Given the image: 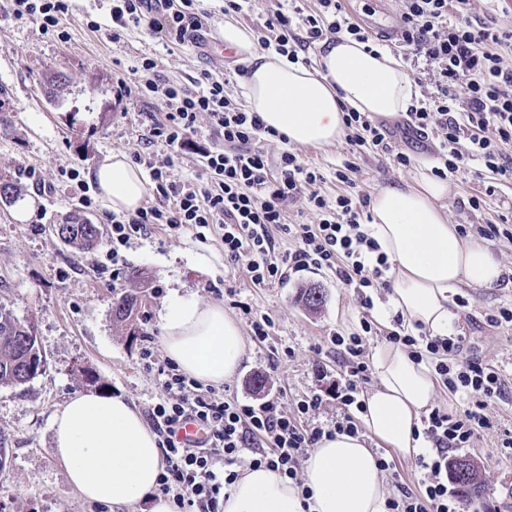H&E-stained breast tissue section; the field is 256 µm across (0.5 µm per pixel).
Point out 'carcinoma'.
Returning a JSON list of instances; mask_svg holds the SVG:
<instances>
[{"label":"carcinoma","instance_id":"cac0c4a2","mask_svg":"<svg viewBox=\"0 0 512 512\" xmlns=\"http://www.w3.org/2000/svg\"><path fill=\"white\" fill-rule=\"evenodd\" d=\"M66 242L90 248L99 242L101 230L96 224L74 221ZM138 298L133 293L123 294L112 305V316L129 329L137 326ZM43 359L33 327L0 309V384L22 387L33 381L32 366ZM454 478L463 494L480 493L482 482L478 468L467 460L454 463Z\"/></svg>","mask_w":512,"mask_h":512}]
</instances>
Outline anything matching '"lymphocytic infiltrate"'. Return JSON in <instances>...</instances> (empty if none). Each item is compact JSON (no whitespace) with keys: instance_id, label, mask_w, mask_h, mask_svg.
<instances>
[{"instance_id":"f902f5d3","label":"lymphocytic infiltrate","mask_w":512,"mask_h":512,"mask_svg":"<svg viewBox=\"0 0 512 512\" xmlns=\"http://www.w3.org/2000/svg\"><path fill=\"white\" fill-rule=\"evenodd\" d=\"M112 38L120 40L132 27L147 26L171 43L186 42L207 23L196 0H111ZM316 11L276 10L260 23L258 42L263 49L297 60L299 51L323 37L347 35L366 44L367 30L351 21L340 0H318ZM71 0H12L14 15L39 22L43 32L66 34L60 22ZM512 46V26L495 27L473 21L468 0H402L397 52L413 72L432 78L407 112L399 129L404 137L436 140L439 178L459 173L469 162H479L492 176L484 195L468 199L479 209L499 183L512 182V159L504 154L512 144V68L505 66L499 46ZM225 81L212 70H201L191 84L161 77L155 58L141 57L128 77L119 79V99L158 102L165 121L152 122L145 136L148 145L160 144L173 152L192 142L199 113H207L214 135L223 147L204 155L206 179L175 180L170 160L137 156L155 184L157 202L132 213L113 214L106 257L122 259L121 251L163 227L176 236L192 231L203 241L216 235L224 258L244 267L255 287L282 282L301 271L329 270L359 300L360 329L331 334L329 341L342 359L343 370L330 390L336 418L325 425L308 424L323 398L314 393L289 404L283 392L267 393L251 403L231 394L229 386L208 384L183 372L170 360L156 358L145 346L142 358L153 371L157 395L148 408L158 437L162 469L155 495L171 498L178 512H221L236 481L248 468L264 467L283 478L302 483V462L309 448L325 437L361 433V397L371 377L370 346L376 330L372 316L374 294L388 287L390 264L376 241L364 229L367 196L346 193L327 199L316 191L322 172L284 149L277 166H270L263 142L279 140V133L257 113L232 103L224 93ZM343 123L352 153L390 150L385 122L368 113L345 109ZM305 198L316 216L313 224H290L285 207ZM291 238L293 246L280 252L276 231ZM386 341L408 347L415 358L428 359L439 386L460 396L459 409L429 408L421 420L422 435L435 452L415 461V485L402 482L394 461L379 457L378 464L394 486L385 502L386 512H490L487 503L461 498L448 486L449 451L472 447L480 432L491 428L492 402L512 397V379L485 364L467 336L410 334L403 326L387 332ZM194 418L206 426L204 446L193 448L178 435L181 424Z\"/></svg>"}]
</instances>
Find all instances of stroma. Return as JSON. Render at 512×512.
Here are the masks:
<instances>
[{
	"instance_id": "obj_1",
	"label": "stroma",
	"mask_w": 512,
	"mask_h": 512,
	"mask_svg": "<svg viewBox=\"0 0 512 512\" xmlns=\"http://www.w3.org/2000/svg\"><path fill=\"white\" fill-rule=\"evenodd\" d=\"M98 22L100 31L89 28ZM66 39L43 34L38 23L17 19L10 0H0V184H12V198H0V306L32 325L46 367L24 387L0 386V433L10 440L12 463L0 472V512H109L84 502L67 482L52 451L51 415L78 392L103 389L122 395L139 412H146L156 393V380L141 358L148 338H160V314L171 293L202 303H221L239 325L246 353L230 386L239 399L258 400L268 391L282 390L289 401L326 389L340 364L327 339L336 330H359V311L351 289L337 283L332 272L293 274L289 281L254 287L241 269L227 268L215 239L199 243L191 235L174 238L155 230L150 238L124 250V265L116 277L99 274L105 244L82 249L54 236L50 227L90 219L109 234L111 210L100 206L87 212L60 191L61 168L86 175L104 157L145 152L143 136L151 120L165 117L161 104L131 99L118 101L117 81L148 55L161 74L183 81L203 69L223 75L226 95L244 103L237 67L241 57L225 54L223 46L201 50L178 46L147 27L132 28L112 41V21L100 0H72L64 21ZM65 78L62 91L50 85L53 76ZM193 148L173 155L172 179L205 178L202 154L219 147L207 115H200ZM304 163L318 167L324 180L318 191L328 198L353 188L373 195L382 187L408 181L411 169H399L392 153L351 155L347 142L331 146H301ZM356 166L349 184L336 180L346 160ZM36 168L51 192H43L21 177L25 167ZM488 181L478 163L467 173L450 177L452 192L441 205L452 224L512 222V182L498 185L477 210L465 207L470 195ZM30 206L27 220L16 219L21 203ZM216 256L213 271L194 264L199 246ZM491 248L504 271L493 288L462 289L471 305L459 309L455 331L472 336L486 364L512 376V329L492 327L485 315L512 305V241H492ZM138 270L139 280L129 278ZM319 286L322 304L309 310L303 289ZM134 292L142 299L139 330L112 317L117 296ZM269 316L273 325L265 342L254 341L244 308ZM251 313V314H252ZM494 425L473 447L454 451L453 459L477 464L483 484L480 494L493 512H503L504 481L512 477V456L500 446L503 430H512V403L491 407Z\"/></svg>"
}]
</instances>
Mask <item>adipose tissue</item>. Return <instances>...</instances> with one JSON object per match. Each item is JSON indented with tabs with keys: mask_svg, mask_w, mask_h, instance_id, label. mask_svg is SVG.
Returning a JSON list of instances; mask_svg holds the SVG:
<instances>
[{
	"mask_svg": "<svg viewBox=\"0 0 512 512\" xmlns=\"http://www.w3.org/2000/svg\"><path fill=\"white\" fill-rule=\"evenodd\" d=\"M222 38L246 65L242 83L249 110L294 145L336 144L344 135V108L392 116L408 111L417 94L396 58L369 52L347 36L322 43L310 67L257 52L252 32L231 21ZM87 176L115 212H135L149 193L140 168L120 153L89 167ZM450 193V183L423 166L411 184L388 186L372 197L367 228L390 263L391 291L374 307L380 323L399 317L405 327L419 323L432 335L446 336L457 319L450 305L460 288L500 283L504 271L488 243L463 238L440 207ZM161 321L164 349L182 371L214 384L235 376L244 338L223 305L174 294ZM371 365L378 383L364 398V433L322 438L304 462L300 486L266 468L245 471L222 512H385L388 491L373 450L387 448L406 459L432 454L420 431L436 380L429 364L400 344L377 346ZM51 427L53 452L86 502L177 512L172 499L153 494L161 471L157 437L122 397L74 394L54 410ZM306 488L311 498L303 497Z\"/></svg>",
	"mask_w": 512,
	"mask_h": 512,
	"instance_id": "ef3b65f1",
	"label": "adipose tissue"
}]
</instances>
